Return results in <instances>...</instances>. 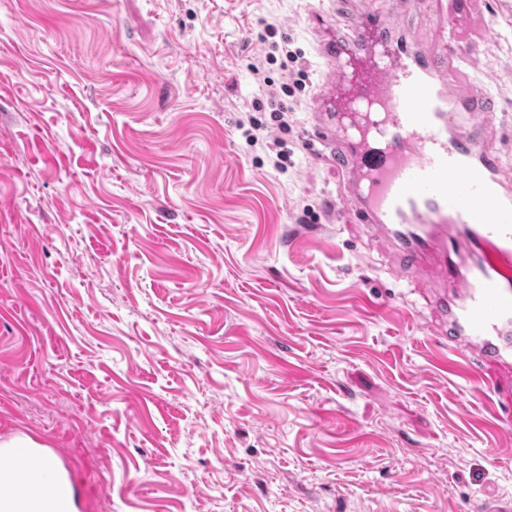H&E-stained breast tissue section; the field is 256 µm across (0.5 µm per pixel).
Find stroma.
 <instances>
[{
	"label": "stroma",
	"mask_w": 512,
	"mask_h": 512,
	"mask_svg": "<svg viewBox=\"0 0 512 512\" xmlns=\"http://www.w3.org/2000/svg\"><path fill=\"white\" fill-rule=\"evenodd\" d=\"M383 0H0V437L80 512H481L512 503V377L445 372L428 290L312 154L323 13ZM496 100L512 0H428ZM300 51L286 170L239 120L248 64Z\"/></svg>",
	"instance_id": "1"
}]
</instances>
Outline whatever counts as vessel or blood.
<instances>
[{
    "label": "vessel or blood",
    "instance_id": "vessel-or-blood-1",
    "mask_svg": "<svg viewBox=\"0 0 512 512\" xmlns=\"http://www.w3.org/2000/svg\"><path fill=\"white\" fill-rule=\"evenodd\" d=\"M318 22L329 34L314 142L342 172L346 211L434 283L445 371L475 380L488 361L512 372V170L491 145L493 96L449 74L473 50L453 34L443 56L426 52L384 11Z\"/></svg>",
    "mask_w": 512,
    "mask_h": 512
}]
</instances>
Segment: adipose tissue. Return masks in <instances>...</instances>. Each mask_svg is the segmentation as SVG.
Returning <instances> with one entry per match:
<instances>
[{
	"label": "adipose tissue",
	"mask_w": 512,
	"mask_h": 512,
	"mask_svg": "<svg viewBox=\"0 0 512 512\" xmlns=\"http://www.w3.org/2000/svg\"><path fill=\"white\" fill-rule=\"evenodd\" d=\"M0 512H79L74 487L57 459L28 436L0 440ZM53 495H45V487Z\"/></svg>",
	"instance_id": "ef3b65f1"
}]
</instances>
